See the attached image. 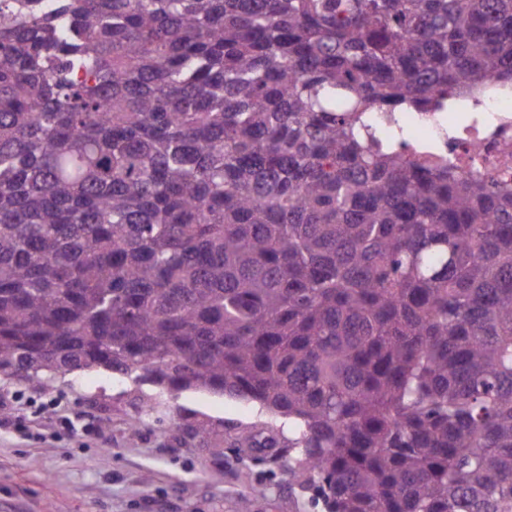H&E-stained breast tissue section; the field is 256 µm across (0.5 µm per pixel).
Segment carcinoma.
Listing matches in <instances>:
<instances>
[{"label":"carcinoma","instance_id":"obj_1","mask_svg":"<svg viewBox=\"0 0 512 512\" xmlns=\"http://www.w3.org/2000/svg\"><path fill=\"white\" fill-rule=\"evenodd\" d=\"M512 85V0H0V373L288 419L324 512H512V184L367 112Z\"/></svg>","mask_w":512,"mask_h":512}]
</instances>
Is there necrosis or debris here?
<instances>
[{
  "label": "necrosis or debris",
  "instance_id": "necrosis-or-debris-1",
  "mask_svg": "<svg viewBox=\"0 0 512 512\" xmlns=\"http://www.w3.org/2000/svg\"><path fill=\"white\" fill-rule=\"evenodd\" d=\"M456 104L454 112H370L366 120L411 153L512 181V87L487 83Z\"/></svg>",
  "mask_w": 512,
  "mask_h": 512
}]
</instances>
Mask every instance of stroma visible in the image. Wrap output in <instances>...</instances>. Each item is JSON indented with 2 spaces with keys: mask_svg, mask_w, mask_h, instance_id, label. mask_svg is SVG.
I'll return each mask as SVG.
<instances>
[{
  "mask_svg": "<svg viewBox=\"0 0 512 512\" xmlns=\"http://www.w3.org/2000/svg\"><path fill=\"white\" fill-rule=\"evenodd\" d=\"M270 421L250 401L104 369L41 389L0 374V512H239L247 493L252 512H322L267 450L239 444Z\"/></svg>",
  "mask_w": 512,
  "mask_h": 512,
  "instance_id": "35a3bbf8",
  "label": "stroma"
}]
</instances>
